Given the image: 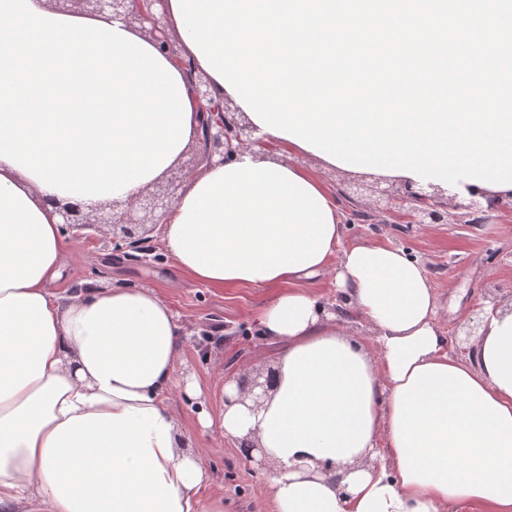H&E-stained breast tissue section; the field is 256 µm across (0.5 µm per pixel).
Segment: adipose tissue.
Masks as SVG:
<instances>
[{"mask_svg": "<svg viewBox=\"0 0 512 512\" xmlns=\"http://www.w3.org/2000/svg\"><path fill=\"white\" fill-rule=\"evenodd\" d=\"M198 124L184 73L149 38L0 0V512H224L175 392L203 427L263 448L273 512H512V305H487L468 354H451L424 265L344 244L340 206L291 140L203 168L159 215L192 282L268 290L257 319L277 381L259 410L230 380L211 413L178 378L186 329L155 288L54 290L68 248L51 199L136 196ZM323 275L374 349L308 288Z\"/></svg>", "mask_w": 512, "mask_h": 512, "instance_id": "ef3b65f1", "label": "adipose tissue"}]
</instances>
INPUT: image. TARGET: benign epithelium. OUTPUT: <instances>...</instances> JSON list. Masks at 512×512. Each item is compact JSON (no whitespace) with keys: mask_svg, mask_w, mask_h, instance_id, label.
Wrapping results in <instances>:
<instances>
[{"mask_svg":"<svg viewBox=\"0 0 512 512\" xmlns=\"http://www.w3.org/2000/svg\"><path fill=\"white\" fill-rule=\"evenodd\" d=\"M55 4L54 10L70 11L72 3H85L91 13H108L112 19L123 23L127 28L144 32L151 36L159 48L168 54L181 69L189 68V63L179 56L176 44L170 39L169 18L163 8L164 0H47ZM191 95L199 108L206 111L205 125L197 136L199 148L192 161V168L171 179L155 190L144 191L134 198L112 207L124 206L119 219L112 221L105 216L90 217L89 210L78 203H62L55 198L49 202L61 218L64 230H73L77 236L95 240L102 228H107L105 238L113 249H131L134 258L146 261L155 252L157 213L171 208L179 197V190L194 169L214 158L224 163L238 153L258 148L266 151L272 148L269 140L257 135V129L241 118L232 103L225 101L219 105L213 101L212 84L207 74L196 70L188 77ZM378 199L364 211L352 210L350 220H364L373 224H386L388 218L400 216L404 224L420 227L431 224H474L483 223L482 214L488 210H509L512 212V196L492 198L480 189H472L466 198L445 196L434 186L424 188L403 185L394 190L389 187L377 189ZM276 371L270 367L261 368L240 383L243 393L253 399V409L261 408L263 398L276 385Z\"/></svg>","mask_w":512,"mask_h":512,"instance_id":"1","label":"benign epithelium"}]
</instances>
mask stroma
<instances>
[{"label":"stroma","mask_w":512,"mask_h":512,"mask_svg":"<svg viewBox=\"0 0 512 512\" xmlns=\"http://www.w3.org/2000/svg\"><path fill=\"white\" fill-rule=\"evenodd\" d=\"M336 199L354 194L367 205L375 190L388 186V179L371 175L320 172ZM348 244L366 241L391 243L423 262L438 296L437 318L454 340L450 351L467 353L478 336L483 306L512 302V212H489L481 224H437L426 229L409 224H362L344 226ZM65 271L54 287L70 293L74 284L96 279L110 284L118 279L157 289L171 304L186 327L206 321L212 327L214 344L210 357H201L193 336H185L177 366L179 376L198 379L207 394L209 408H216L227 375L245 378L255 363H270L273 347L262 336L256 315L267 293L256 288H203L180 273L171 258L159 263H137L120 253H109L101 244L69 237ZM322 299L336 305L348 331L366 347H373L362 317L336 293L328 277L312 281ZM183 429L198 447L212 470L216 486L224 492V512H273L268 497L265 469L247 460L233 441L202 429L196 408L171 397Z\"/></svg>","instance_id":"35a3bbf8"}]
</instances>
